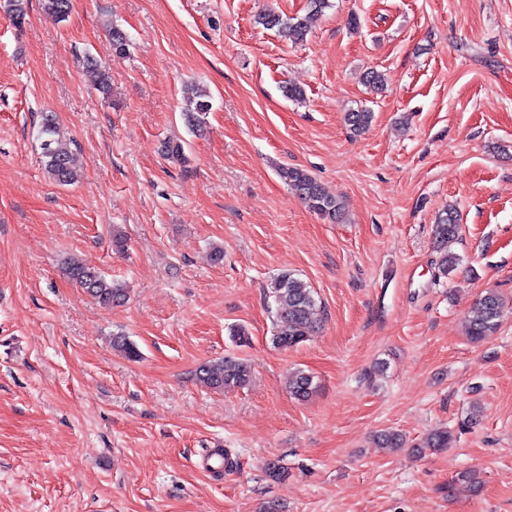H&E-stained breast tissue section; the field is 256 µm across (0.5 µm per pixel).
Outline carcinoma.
<instances>
[{
    "label": "carcinoma",
    "instance_id": "cac0c4a2",
    "mask_svg": "<svg viewBox=\"0 0 512 512\" xmlns=\"http://www.w3.org/2000/svg\"><path fill=\"white\" fill-rule=\"evenodd\" d=\"M331 7L330 0H308V13L304 17H289L273 10H267L258 18V23L268 30L285 32L294 42L304 40L309 32L310 20L322 15ZM43 10L55 22H64L71 12V0H43ZM88 67L99 72V91L107 95L111 91V78L103 69L102 62L92 55H86ZM211 109L206 89L193 86L186 89L183 119L193 132L202 130L205 116ZM373 112L357 109L344 116L350 131L362 134L369 129ZM58 119L53 112L40 115L39 134L42 157L47 174L61 185L78 181L81 167L76 150L63 144L56 138ZM164 156L174 162L185 163L188 157L181 140H168L164 143ZM280 177L295 192L303 204L323 220L335 224L343 218L344 204L338 198L328 194L318 180L309 172L299 168H282ZM459 223L457 215L447 210L436 218L433 237L438 254L437 265L444 276L455 271L460 258L448 250V244L457 239ZM66 275L78 285L96 303L104 307L121 305L126 300L124 289L117 287L101 272L79 262H70L65 269ZM266 304L273 316L275 325L271 342L276 348H295L312 335L321 317V304L311 286L294 272L283 270L269 284ZM477 315L467 325V336L473 343H481L494 335L501 326L504 301L502 296L488 290L475 302ZM113 348L121 351L130 359L140 356L136 344L124 335L112 337ZM195 378L204 386L221 391L225 388H244L251 380V367L235 356H226L214 362H204L195 369ZM288 388L294 398L306 400L315 392L313 376L297 370L288 378ZM453 443V435L447 430H436L418 444L417 451L423 449L442 450Z\"/></svg>",
    "mask_w": 512,
    "mask_h": 512
}]
</instances>
